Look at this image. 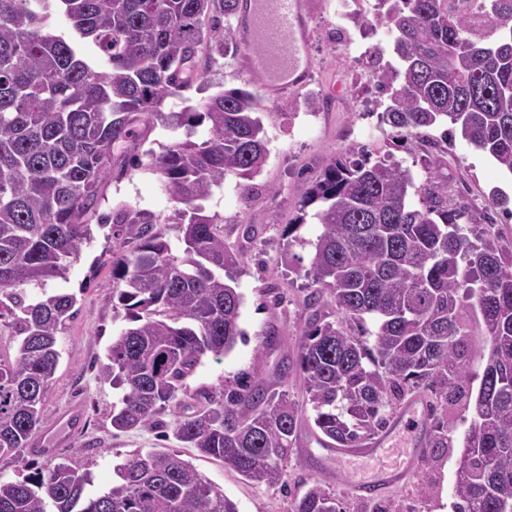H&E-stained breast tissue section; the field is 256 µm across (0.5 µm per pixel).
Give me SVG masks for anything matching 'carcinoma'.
<instances>
[{"instance_id":"1","label":"carcinoma","mask_w":512,"mask_h":512,"mask_svg":"<svg viewBox=\"0 0 512 512\" xmlns=\"http://www.w3.org/2000/svg\"><path fill=\"white\" fill-rule=\"evenodd\" d=\"M245 2L0 0V320L17 341L15 354L0 352V456L28 447L47 423L59 334L77 302L48 288L67 280L94 221L112 225V310L126 322L99 369L120 390L112 428H158L202 358H223L243 336L234 283L244 257L203 202L229 177L247 196L267 161L255 96L221 89L199 110L165 108L237 47L224 21ZM470 2L378 0L397 64L376 48L372 80L388 93L392 127L413 135L450 124L512 173V0H482L478 10ZM55 9L71 25L67 39L48 30ZM87 43L101 63L86 57ZM158 126L184 136L140 151ZM120 161L158 177L176 203L169 216L131 205L98 213ZM299 193L287 235L319 206V233L306 241L314 312L295 362L314 426L336 448H361L420 390L435 420L426 445L434 456L452 447L446 413L461 405L473 420L454 512H512V252L462 232L465 207H448L439 159L421 179L391 153L341 156ZM162 222L179 225V248L154 230ZM368 318L373 340L347 331ZM470 346L485 359L475 394ZM205 401L175 420L173 438L256 484L284 482L304 417L288 394L256 383ZM115 472L92 496L89 473L66 461L0 481V512H238L175 451L133 455ZM293 512L341 504L315 481Z\"/></svg>"}]
</instances>
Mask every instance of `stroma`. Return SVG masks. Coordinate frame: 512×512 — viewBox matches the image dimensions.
I'll return each mask as SVG.
<instances>
[{"mask_svg": "<svg viewBox=\"0 0 512 512\" xmlns=\"http://www.w3.org/2000/svg\"><path fill=\"white\" fill-rule=\"evenodd\" d=\"M338 10L339 0H307L310 75L305 84L258 104L269 156L252 182L251 195L241 197L229 180L207 203L209 212L224 218L225 244L245 255L237 275L242 300L239 327L245 337L222 360L202 358L185 382L180 405L166 409L164 420L193 413L205 393L236 390L245 383H262L303 403V381L289 366L310 317L306 299L314 285L305 271L311 252L308 241L318 226L307 219L292 238L283 229L300 213L298 184L314 180L337 156L358 158L375 142L399 159H444L448 201L466 204L469 235L491 238L512 249V175L460 134L446 138L435 127L408 138L385 123L381 115L386 96L370 91L366 84L352 83L348 75L350 66L343 53L347 34L337 24ZM247 52L241 45L235 54L225 56L223 65L209 72L210 83L257 92L246 70ZM311 98L319 103L317 111L305 106ZM366 127L374 128V139L363 137ZM496 194L506 197V205H492ZM122 203L164 216L175 207L160 182L141 169L113 175L104 187L99 210L107 213ZM93 233V241L70 267L64 284L66 292L77 298V312L59 339L62 357L44 402L49 423L33 436L28 448L0 456V480L16 481L69 460L91 472L93 482L87 492L94 495L111 485L115 465L131 455L173 449L233 500L238 512H292L296 497L316 481L336 494L346 512H453L461 454L457 447L435 459L424 454L410 462L401 440L371 460L339 459L328 455L305 428L285 461L287 484L268 486L245 480L220 460L165 437L162 431L113 429L117 392L100 379L99 366L123 323L114 319L112 310V228L97 226ZM405 463L410 466L407 479L380 499H360L350 487L351 477H373Z\"/></svg>", "mask_w": 512, "mask_h": 512, "instance_id": "obj_1", "label": "stroma"}]
</instances>
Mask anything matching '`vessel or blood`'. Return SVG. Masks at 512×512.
<instances>
[{"mask_svg": "<svg viewBox=\"0 0 512 512\" xmlns=\"http://www.w3.org/2000/svg\"><path fill=\"white\" fill-rule=\"evenodd\" d=\"M248 7L246 18L238 22V30L244 45L258 49L249 65L255 70L254 76L263 94H275L304 83L310 68L305 64L309 17L303 0H249ZM419 412L418 403L407 405L389 431L369 447L358 449V456H375L405 430ZM407 474L406 467H391L378 477L354 480L352 488L363 497L375 498L384 486L400 483Z\"/></svg>", "mask_w": 512, "mask_h": 512, "instance_id": "b4317fda", "label": "vessel or blood"}]
</instances>
